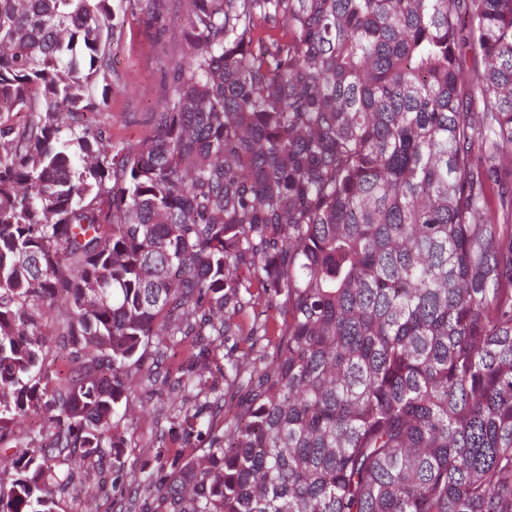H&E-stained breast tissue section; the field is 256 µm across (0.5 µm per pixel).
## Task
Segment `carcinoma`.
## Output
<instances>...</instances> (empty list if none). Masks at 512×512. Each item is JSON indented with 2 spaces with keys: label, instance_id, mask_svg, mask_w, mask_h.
<instances>
[{
  "label": "carcinoma",
  "instance_id": "obj_1",
  "mask_svg": "<svg viewBox=\"0 0 512 512\" xmlns=\"http://www.w3.org/2000/svg\"><path fill=\"white\" fill-rule=\"evenodd\" d=\"M186 2L133 147L87 123L109 0H0V512L77 455L119 512H512V0ZM189 337L207 447L148 471L133 382Z\"/></svg>",
  "mask_w": 512,
  "mask_h": 512
}]
</instances>
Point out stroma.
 Instances as JSON below:
<instances>
[{
  "label": "stroma",
  "mask_w": 512,
  "mask_h": 512,
  "mask_svg": "<svg viewBox=\"0 0 512 512\" xmlns=\"http://www.w3.org/2000/svg\"><path fill=\"white\" fill-rule=\"evenodd\" d=\"M119 15L122 23L112 41V69L96 80L94 92L108 97L99 120L113 141L134 144L151 132V116L161 108L171 66L189 59L186 9L178 0H166L160 33L141 23L137 0H122ZM170 399L167 388L157 384L136 388L130 404L134 421L126 433L130 460H142L143 446L168 430ZM120 498L117 489L96 493L77 485L59 498L58 512H117Z\"/></svg>",
  "instance_id": "1"
}]
</instances>
